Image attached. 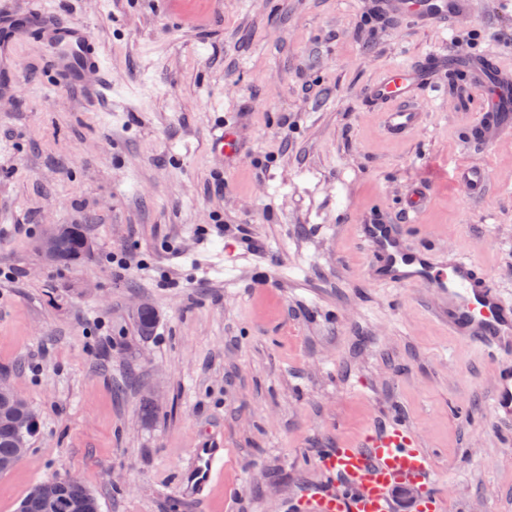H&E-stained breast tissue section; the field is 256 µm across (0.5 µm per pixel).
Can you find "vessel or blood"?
Masks as SVG:
<instances>
[{
  "label": "vessel or blood",
  "mask_w": 512,
  "mask_h": 512,
  "mask_svg": "<svg viewBox=\"0 0 512 512\" xmlns=\"http://www.w3.org/2000/svg\"><path fill=\"white\" fill-rule=\"evenodd\" d=\"M380 5L386 15L409 14L429 26L470 14L473 0H423L417 6L411 0H381ZM13 27L42 33L59 79L81 85L85 93L95 92L92 79L102 70V57L82 27L46 9L28 14L26 22H14ZM460 68L488 94V109L472 124V138L489 144L511 132L512 74L489 57L430 55L396 65L366 85L363 99L382 106L387 133L405 136L423 124L421 102L436 87L440 75ZM209 149L217 159H234L239 145L233 126L218 123ZM457 179L470 194L478 195L488 188L490 175L485 167L473 165L459 169ZM358 233L369 250L366 275L371 282L430 289L440 297L436 312L447 317L449 335L467 336L483 346L498 371L493 411L512 418V297L465 257L438 260L430 250L409 248L401 225L370 220L359 224ZM222 464L219 449H204L197 457L191 492L202 494ZM320 468L328 484L309 487L297 495L293 502L297 512H392L391 490L408 484L422 488V512H436L437 500L430 491L431 457L400 422H390L358 442L327 449Z\"/></svg>",
  "instance_id": "obj_1"
}]
</instances>
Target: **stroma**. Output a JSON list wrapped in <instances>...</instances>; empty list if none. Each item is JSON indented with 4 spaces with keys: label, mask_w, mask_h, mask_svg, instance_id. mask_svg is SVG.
I'll list each match as a JSON object with an SVG mask.
<instances>
[{
    "label": "stroma",
    "mask_w": 512,
    "mask_h": 512,
    "mask_svg": "<svg viewBox=\"0 0 512 512\" xmlns=\"http://www.w3.org/2000/svg\"><path fill=\"white\" fill-rule=\"evenodd\" d=\"M13 2L83 26L104 65L88 99L54 79L40 33L0 30V267L22 273L0 280V378L38 417L0 512L55 476L100 512H289L324 483L323 449L392 417L429 452L440 512H512L495 363L449 335L429 289L369 282L356 229L413 221L410 248L470 258L512 293V133L471 139L482 91L442 76L401 139L362 97L432 53L512 72V16L496 0L428 27L374 19L372 0ZM220 116L242 146L224 170ZM470 162L491 178L478 196L453 177ZM420 183L430 202L406 218ZM49 224L87 225L78 265L38 253ZM221 224L249 225L251 243ZM201 448L224 470L194 497L182 479Z\"/></svg>",
    "instance_id": "stroma-1"
}]
</instances>
